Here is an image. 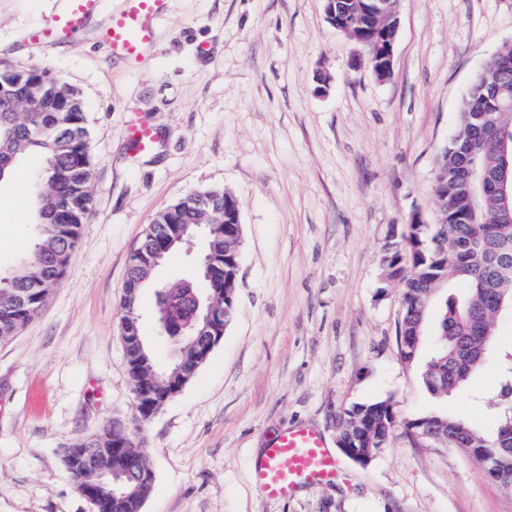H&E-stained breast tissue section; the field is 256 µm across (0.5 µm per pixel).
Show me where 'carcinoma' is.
I'll list each match as a JSON object with an SVG mask.
<instances>
[{"label": "carcinoma", "instance_id": "1", "mask_svg": "<svg viewBox=\"0 0 512 512\" xmlns=\"http://www.w3.org/2000/svg\"><path fill=\"white\" fill-rule=\"evenodd\" d=\"M348 34L357 38L367 56L376 48L392 39L394 30L382 28L374 19L353 10L346 17ZM74 111L58 112H0V180L12 172L23 160H32L36 168L32 171L35 191V211L32 226L34 245L29 255L8 278H0V342L15 336L25 325L41 312L49 298L51 283L66 272L68 260L60 265L48 264L45 256L74 250L80 229L90 214L93 178V163L89 152V132L84 104L81 99L71 101ZM483 109V103L475 92L468 91L459 108V121L454 133L456 138H465L471 113ZM472 155L476 163L490 170L500 166L501 156L481 141L472 144ZM441 163L445 181L448 182V201L451 209L461 219L448 223L444 240L445 253L437 252L428 241L429 233L407 225L402 242L388 249L383 264L390 279L402 287L404 313L397 330L401 357L414 359L417 348L410 339L416 331L415 305L422 289L414 285V274L431 271L450 282H461L465 292L448 298L442 310L441 320L435 336V350L426 362L422 374L423 383L429 393L447 397L456 393L469 372L463 368L466 356L460 344L472 336L474 318L466 317L464 309L472 306L480 309L487 322H494L493 295L501 289L512 291V237L503 240L499 236L484 232L483 217L493 216L499 209V200L491 197L482 203V211L473 215L466 188L454 181V161L451 152H441ZM193 210H186L184 223L164 224L162 214H157L144 234L142 245L153 246L147 238L156 235L180 246L185 225L195 223ZM508 243L507 269L485 279L478 274L499 266L503 243ZM231 265L219 264L211 271V280H200L202 287L214 288L217 292V309L230 322L234 309V298L224 295V280L229 278ZM155 270L153 266L135 264L129 259L124 284V314L120 319V332H141L140 315L137 311L138 296H129V289L141 287L146 274ZM156 321L172 325L186 324L191 330L201 322L190 315L182 300L174 296L169 300H158ZM128 374L136 391L138 410L156 413L173 398L172 392L186 386L199 367L205 362L203 353L189 340H183L176 358L164 369L160 368L150 348L143 351L128 347L124 351ZM348 420V439L354 448H370L378 452L386 443L395 425L390 400H378L356 405L343 412ZM452 426L459 430L461 443L470 442L480 447H495L504 434H512V405L500 412L492 431L486 432L470 422L452 416H425L405 424L407 434L416 437L421 425ZM98 448L112 454V468L118 470L128 491L103 498L96 512H142L152 485L141 482V463L135 454L146 453L141 441L136 439L130 447L131 454L110 452L112 441L99 431Z\"/></svg>", "mask_w": 512, "mask_h": 512}]
</instances>
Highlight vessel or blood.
Here are the masks:
<instances>
[{
	"label": "vessel or blood",
	"mask_w": 512,
	"mask_h": 512,
	"mask_svg": "<svg viewBox=\"0 0 512 512\" xmlns=\"http://www.w3.org/2000/svg\"><path fill=\"white\" fill-rule=\"evenodd\" d=\"M164 0H125L124 9L113 14L100 37L128 60H137L151 41L152 25ZM103 8V0H60L59 10L43 25L34 27L29 39L36 45L64 44L78 35L87 21ZM127 135L141 148L154 142L153 129L141 118L127 125ZM339 475L335 457L323 436L309 426L288 428L274 438L253 471V480L267 497L284 499L305 485L320 484Z\"/></svg>",
	"instance_id": "vessel-or-blood-1"
}]
</instances>
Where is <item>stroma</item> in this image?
<instances>
[{"mask_svg":"<svg viewBox=\"0 0 512 512\" xmlns=\"http://www.w3.org/2000/svg\"><path fill=\"white\" fill-rule=\"evenodd\" d=\"M57 0H0V60L48 66L85 104L93 205L67 271L40 314L0 344V512H92L62 450L118 422L154 462L142 512H512V492L451 444L407 437L403 422L455 415L492 430L500 370L490 358L456 394L431 395L422 358L402 359L400 285L382 256L413 213L438 218L436 159L471 79L512 46V0H399L393 75L327 20L324 0H165L140 62L97 38L33 46ZM138 114L157 142L125 134ZM223 187L242 222L233 319L193 379L140 420L119 334L129 257L159 211ZM28 164L0 180V277L30 243ZM177 253L155 270L139 309L159 364L156 291L186 277ZM391 399L398 421L361 466L274 501L251 471L270 439L308 424L336 445V420Z\"/></svg>","mask_w":512,"mask_h":512,"instance_id":"obj_1","label":"stroma"}]
</instances>
